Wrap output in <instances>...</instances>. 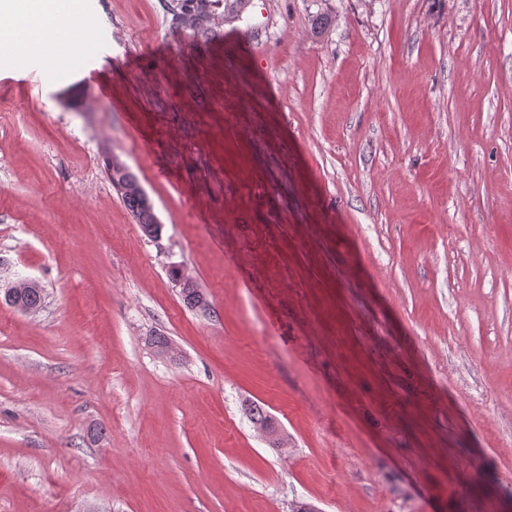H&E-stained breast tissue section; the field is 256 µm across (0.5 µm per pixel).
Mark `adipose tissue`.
<instances>
[{
    "label": "adipose tissue",
    "mask_w": 512,
    "mask_h": 512,
    "mask_svg": "<svg viewBox=\"0 0 512 512\" xmlns=\"http://www.w3.org/2000/svg\"><path fill=\"white\" fill-rule=\"evenodd\" d=\"M85 22L75 0H0V46L34 58L53 53L69 66L73 59L64 51L65 37Z\"/></svg>",
    "instance_id": "obj_1"
}]
</instances>
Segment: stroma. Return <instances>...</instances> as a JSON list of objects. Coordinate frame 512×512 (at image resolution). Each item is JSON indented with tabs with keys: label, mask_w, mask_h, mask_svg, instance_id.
I'll return each instance as SVG.
<instances>
[{
	"label": "stroma",
	"mask_w": 512,
	"mask_h": 512,
	"mask_svg": "<svg viewBox=\"0 0 512 512\" xmlns=\"http://www.w3.org/2000/svg\"><path fill=\"white\" fill-rule=\"evenodd\" d=\"M81 2L0 50V512H512V0ZM108 173L112 186L120 193L126 207L131 211L142 231L148 237L156 238L162 231L156 215L145 194L130 190L129 186L138 183L128 168L118 161L109 164ZM38 287H40V286L35 281H29V280L20 281V282L16 283L15 285L10 286L9 288L5 289L4 294H3V300L5 302H8L9 304H11L12 306H14L15 309H17L19 311H22L25 313L36 312L40 307L28 308V307H24L23 305H26V306L41 305L42 299H43V293H42V288H38ZM25 288H28V289L25 291V293L22 296V303H23V305H22L19 297Z\"/></svg>",
	"instance_id": "stroma-1"
}]
</instances>
